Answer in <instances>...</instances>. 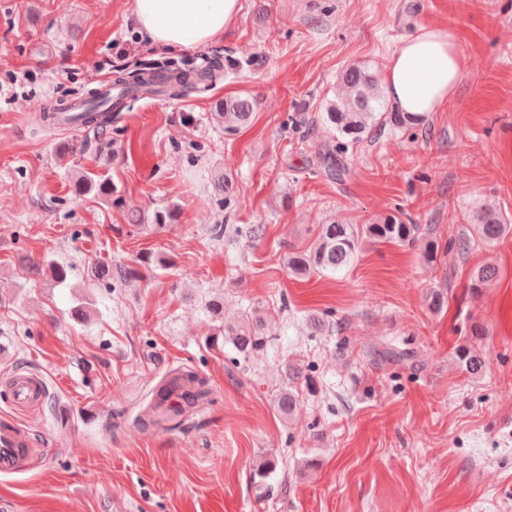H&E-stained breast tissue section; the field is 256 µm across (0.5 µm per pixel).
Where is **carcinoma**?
<instances>
[{"mask_svg": "<svg viewBox=\"0 0 512 512\" xmlns=\"http://www.w3.org/2000/svg\"><path fill=\"white\" fill-rule=\"evenodd\" d=\"M223 66L215 62L208 71L198 69H180L158 64L136 74L133 77L118 76L115 84L124 87L135 97L139 94L162 92L172 97H186L194 92L204 90L221 78ZM343 88L326 120L334 125L339 133L334 145L324 144L315 149L314 157L320 169L329 177L340 179L347 173L342 163V154L348 148L362 142L366 133L386 124L394 128L417 126L426 122V118L410 115L406 112L384 111L383 95L377 78L364 66H353L340 76ZM110 99L106 93L93 91L84 100V112L81 122L85 126L104 125L111 121ZM218 116L224 123V135L232 136L239 129L250 123L255 102L245 97H230L219 103ZM102 195L112 194V185L93 178L87 171L78 177V195L91 191ZM512 231V226L501 223L498 216L485 214L476 225V236L486 244H494ZM419 227L406 224L400 218L390 215L377 224H366L360 228L352 224H321L314 246L308 250L288 249L283 260L288 269L298 276L311 273L337 274L351 267L358 257L359 236L377 241L396 243L413 242L418 238ZM154 271L152 262L144 259L135 265L103 267L97 271L98 278L112 281V286L119 287L126 282L142 280ZM497 270L491 264L473 270L471 288L479 292L493 285ZM205 311L213 323L209 342L215 344L218 337L230 338L237 351L247 358L267 347L268 337L265 333L264 318L250 313L236 325L224 324V300L210 299L205 303ZM463 369L471 376H478L486 368L482 354L471 347L459 351ZM302 380V372L288 374V384L277 399L279 412L287 416L298 403L297 387ZM211 390L205 387V381L190 369L170 371L152 392V398L139 410L137 421L144 427H159L170 422L174 426L184 425L197 414L203 405L212 402Z\"/></svg>", "mask_w": 512, "mask_h": 512, "instance_id": "carcinoma-1", "label": "carcinoma"}]
</instances>
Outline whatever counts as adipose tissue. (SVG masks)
I'll return each mask as SVG.
<instances>
[{"label":"adipose tissue","mask_w":512,"mask_h":512,"mask_svg":"<svg viewBox=\"0 0 512 512\" xmlns=\"http://www.w3.org/2000/svg\"><path fill=\"white\" fill-rule=\"evenodd\" d=\"M241 8V0H132L140 36L182 52L218 41ZM464 63L452 29L419 24L387 61V97L396 111L431 115L455 94Z\"/></svg>","instance_id":"ef3b65f1"}]
</instances>
